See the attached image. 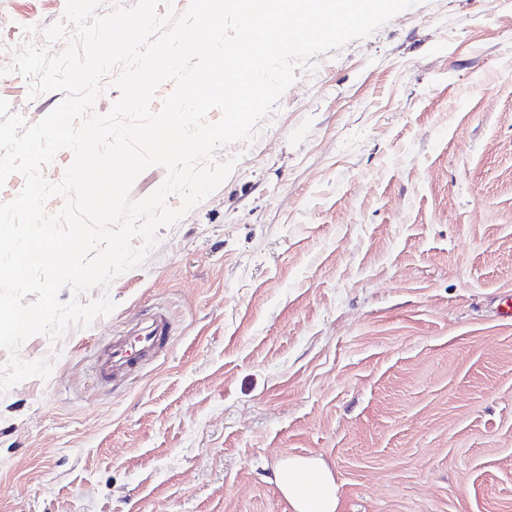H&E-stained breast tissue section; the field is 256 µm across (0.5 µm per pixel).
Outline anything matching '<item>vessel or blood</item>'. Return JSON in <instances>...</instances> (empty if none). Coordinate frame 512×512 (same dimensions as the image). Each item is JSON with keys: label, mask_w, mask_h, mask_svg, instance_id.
I'll use <instances>...</instances> for the list:
<instances>
[{"label": "vessel or blood", "mask_w": 512, "mask_h": 512, "mask_svg": "<svg viewBox=\"0 0 512 512\" xmlns=\"http://www.w3.org/2000/svg\"><path fill=\"white\" fill-rule=\"evenodd\" d=\"M172 324L165 315H156L135 332L113 337L98 356V370L106 379H118L137 369L170 344Z\"/></svg>", "instance_id": "1"}]
</instances>
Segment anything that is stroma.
Listing matches in <instances>:
<instances>
[{
  "label": "stroma",
  "instance_id": "stroma-1",
  "mask_svg": "<svg viewBox=\"0 0 512 512\" xmlns=\"http://www.w3.org/2000/svg\"><path fill=\"white\" fill-rule=\"evenodd\" d=\"M66 0H0V98ZM297 70L222 185L109 288L48 379L0 394V512H293L319 459L341 512H512V0H421ZM162 313L171 349L109 384L98 345ZM274 482L294 512H339L340 490L334 473L313 457H289L274 473Z\"/></svg>",
  "mask_w": 512,
  "mask_h": 512
}]
</instances>
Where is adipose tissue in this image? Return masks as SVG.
<instances>
[{"label": "adipose tissue", "mask_w": 512, "mask_h": 512, "mask_svg": "<svg viewBox=\"0 0 512 512\" xmlns=\"http://www.w3.org/2000/svg\"><path fill=\"white\" fill-rule=\"evenodd\" d=\"M274 482L290 502L294 512H339L340 490L327 466L313 457L283 460L274 473Z\"/></svg>", "instance_id": "obj_1"}]
</instances>
